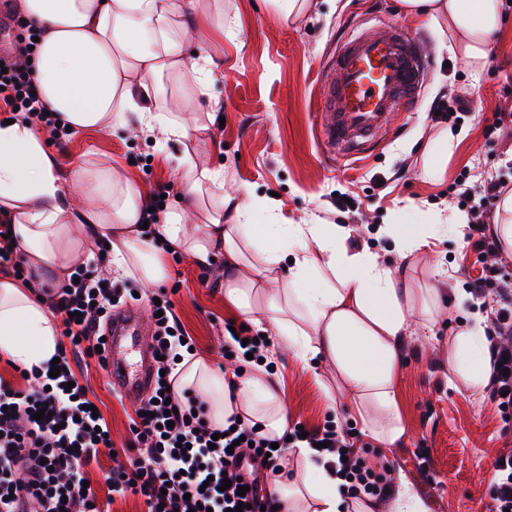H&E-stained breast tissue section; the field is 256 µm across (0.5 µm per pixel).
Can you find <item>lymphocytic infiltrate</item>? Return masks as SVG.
Listing matches in <instances>:
<instances>
[{
    "mask_svg": "<svg viewBox=\"0 0 512 512\" xmlns=\"http://www.w3.org/2000/svg\"><path fill=\"white\" fill-rule=\"evenodd\" d=\"M30 73L9 65L0 73V101L17 117L48 133L50 139L66 137L57 113L48 112L36 96ZM503 180L474 184L458 180L453 188L467 209L466 240L475 251L495 254L496 238L488 233L485 206L500 198ZM161 317L155 318L153 347L164 370L163 382L154 384L133 419L132 446L136 451L127 467L113 471L110 484L118 495L141 496L147 512H235L246 504L248 512L275 506L272 496L259 495L256 468L280 472L283 457L271 438L255 427L237 424L235 431L216 437L203 401L177 390L174 372L190 352L184 332L173 313L166 292H159ZM123 299L112 286L104 285L93 271L78 282H65L50 298L53 311L63 315V334L68 353L60 354V374L35 373V388L16 389L0 383V512H107L94 490L83 487L82 467L110 447L109 428L103 417L88 410L89 399L74 382L70 355L96 357L103 338V323ZM293 441L323 444L324 455L351 490L369 495L387 493L382 476L353 460L352 446L337 425L302 434L290 432ZM186 453H179V445ZM246 495H239V488Z\"/></svg>",
    "mask_w": 512,
    "mask_h": 512,
    "instance_id": "obj_1",
    "label": "lymphocytic infiltrate"
}]
</instances>
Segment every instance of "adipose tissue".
<instances>
[{
    "label": "adipose tissue",
    "instance_id": "ef3b65f1",
    "mask_svg": "<svg viewBox=\"0 0 512 512\" xmlns=\"http://www.w3.org/2000/svg\"><path fill=\"white\" fill-rule=\"evenodd\" d=\"M19 13L42 37L26 64L48 108L72 131H109L136 115L146 130L190 139L192 128L175 112L151 108L163 76L176 74L196 93L214 81L213 54L190 50L185 28L207 26L224 12L223 0H14ZM411 18L430 19L448 33L449 52L471 73H479L490 38L504 21L503 0H401ZM181 199L166 213L156 234L162 246L140 235L143 194L113 168L72 164L61 175L34 126L0 122V226L10 234L36 274L64 282L82 264L90 242L108 243V266L139 284L167 276L164 246L209 264L223 255L224 301L244 313L261 312L284 348L309 368L329 365L335 386H323L326 400L356 417L363 433L387 448L405 435L399 408V377L409 315L429 328L439 314V291L414 288L397 272L362 250L349 251L346 229L336 224H290L291 253L267 245L272 224L252 229L247 212L232 217L216 209L206 223L188 229L186 217L202 195L224 196V172L188 165L180 177ZM84 226L75 236L74 225ZM465 214L400 232L403 256L429 238L460 232ZM287 267L288 281L278 271ZM487 319L473 310L457 334L448 358L449 378L464 379L474 391L489 385L493 367ZM58 325L29 286L0 278V355L30 368L56 355ZM178 389L193 390L208 403L215 427L232 415L258 426L271 438L288 432V409L278 381L256 366L247 374L213 368L207 357L184 359ZM302 460L298 477L273 483L279 512L303 502L305 512H366L344 497L335 471L317 463L312 448H285Z\"/></svg>",
    "mask_w": 512,
    "mask_h": 512
}]
</instances>
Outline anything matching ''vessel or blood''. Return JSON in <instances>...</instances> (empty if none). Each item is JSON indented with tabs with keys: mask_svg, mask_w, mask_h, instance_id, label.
I'll return each instance as SVG.
<instances>
[{
	"mask_svg": "<svg viewBox=\"0 0 512 512\" xmlns=\"http://www.w3.org/2000/svg\"><path fill=\"white\" fill-rule=\"evenodd\" d=\"M432 58L423 33L394 22L368 27L342 38L324 67L315 119L329 159L361 154L373 146L395 113L418 105ZM135 315H114L107 335L106 375L127 396L146 393L152 380L153 352L140 342ZM137 346L140 360L128 372L122 358L127 345Z\"/></svg>",
	"mask_w": 512,
	"mask_h": 512,
	"instance_id": "vessel-or-blood-1",
	"label": "vessel or blood"
}]
</instances>
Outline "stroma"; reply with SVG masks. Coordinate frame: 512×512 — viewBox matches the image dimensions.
I'll list each match as a JSON object with an SVG mask.
<instances>
[{
	"instance_id": "35a3bbf8",
	"label": "stroma",
	"mask_w": 512,
	"mask_h": 512,
	"mask_svg": "<svg viewBox=\"0 0 512 512\" xmlns=\"http://www.w3.org/2000/svg\"><path fill=\"white\" fill-rule=\"evenodd\" d=\"M402 18L399 0H310L300 14L285 16L276 0H224V24L218 35L209 27L194 48L219 52L220 69L209 95L194 98L184 113L220 132L183 141L134 127L88 130L47 149L68 169L77 160L89 165H119L149 196L172 204L180 193L184 159L200 167L223 166L225 212L240 205L255 223H263L264 204L276 201L284 224H340L348 231V249H368L392 269L423 286L432 267L447 270L448 303L432 332L407 334L400 377V406L406 429L397 447L384 448L364 434L353 437L364 465L384 476L389 486L405 480L425 512H490L496 462L512 452V415L498 407L491 391L475 394L462 381L448 379V349L467 318L468 283L483 266L497 269L496 284L484 289L488 316H495L502 292L512 291V254L482 256L463 237L429 239L409 259H401L394 237L403 224H428L434 214L457 208L450 187L459 173L471 181L512 180V132L487 137L495 113H512V6L505 9L499 34L488 44L479 75L473 76L448 51V36L431 22L412 20L423 30L434 62L416 111L399 113L372 152L340 165L328 164L314 126L321 66L330 47L361 20ZM460 95L470 103L458 121L465 135L448 156L443 174L424 178L423 169L445 124L432 113L441 97ZM168 275L161 284L136 286L135 306L165 288L196 355L223 368L227 326L273 335L267 323L224 305V257L201 266L184 252L166 254ZM268 370L281 383L289 424L314 430L342 421V409L322 395L314 372L279 343L267 355ZM75 376L99 407L112 437L84 469V475L109 512H146L140 496H110L113 467L125 459L136 402L110 385L104 369L88 361Z\"/></svg>"
}]
</instances>
